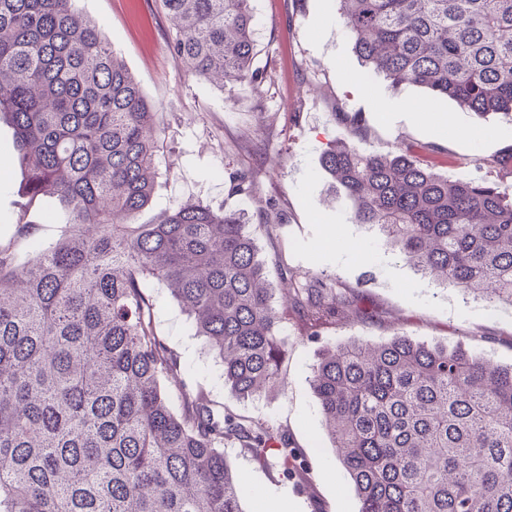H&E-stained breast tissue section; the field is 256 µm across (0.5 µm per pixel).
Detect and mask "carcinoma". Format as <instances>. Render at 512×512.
I'll list each match as a JSON object with an SVG mask.
<instances>
[{"label":"carcinoma","mask_w":512,"mask_h":512,"mask_svg":"<svg viewBox=\"0 0 512 512\" xmlns=\"http://www.w3.org/2000/svg\"><path fill=\"white\" fill-rule=\"evenodd\" d=\"M77 0H0V123L29 200L51 199L59 239L0 244V512H245L224 453L301 481L288 428L189 388L157 334L167 287L238 400L286 383L288 312L317 328L352 300L281 258L268 288L252 215L186 201L134 216L159 175L157 113ZM354 48L394 86L512 116V0H337ZM191 77L254 84L251 0H159ZM320 164L417 271L512 306V195L406 155L357 147ZM239 169L230 190L249 195ZM271 238L282 214L258 209ZM178 382V403L167 384ZM310 382L360 512H512V364L406 336L325 346Z\"/></svg>","instance_id":"1"}]
</instances>
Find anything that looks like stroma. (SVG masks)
Returning <instances> with one entry per match:
<instances>
[{
    "mask_svg": "<svg viewBox=\"0 0 512 512\" xmlns=\"http://www.w3.org/2000/svg\"><path fill=\"white\" fill-rule=\"evenodd\" d=\"M124 60L160 124L157 181L138 224L188 200L256 211L273 201L285 216L276 239L258 234L262 259L282 250L289 264L335 281L371 312L348 311L317 334L288 323V384L235 399L223 368L168 289L155 288L159 336L188 368L186 382L238 414L288 426L307 460L304 484L285 481L237 448L230 465L245 480V512H359L310 386V368L327 342L381 343L397 335L459 347L490 362L512 364V307L433 281L401 260L376 227L348 224L344 194L320 168L329 148L350 144L387 158L407 145L457 179L483 178L512 191V118L477 115L425 89L394 87L370 72L354 49L336 0H252L258 83L221 86L189 78L170 52V22L155 0H78ZM13 134L0 125V242L13 238L25 200ZM256 175L251 197L231 194L229 176ZM29 206V205H26ZM36 239L50 242L63 226L46 199L29 206Z\"/></svg>",
    "mask_w": 512,
    "mask_h": 512,
    "instance_id": "1",
    "label": "stroma"
}]
</instances>
